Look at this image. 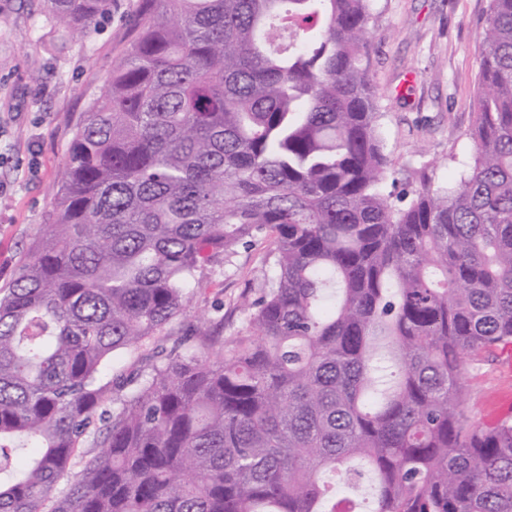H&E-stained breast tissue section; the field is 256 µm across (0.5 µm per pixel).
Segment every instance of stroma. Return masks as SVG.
Returning <instances> with one entry per match:
<instances>
[{"instance_id": "35a3bbf8", "label": "stroma", "mask_w": 512, "mask_h": 512, "mask_svg": "<svg viewBox=\"0 0 512 512\" xmlns=\"http://www.w3.org/2000/svg\"><path fill=\"white\" fill-rule=\"evenodd\" d=\"M140 0H113L88 36L53 42L44 0H0V287L50 223L51 192L70 140L93 99L105 90L113 62L133 35ZM489 0H373L369 71L390 160L388 181L414 172L437 176L471 159L482 18ZM271 243L258 240L231 262L206 266L173 339L223 321L224 333L248 329L242 299H255L270 273ZM464 414L491 427L512 419V344L483 351L464 369Z\"/></svg>"}]
</instances>
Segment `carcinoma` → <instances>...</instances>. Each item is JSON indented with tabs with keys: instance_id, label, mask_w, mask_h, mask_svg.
Here are the masks:
<instances>
[{
	"instance_id": "obj_1",
	"label": "carcinoma",
	"mask_w": 512,
	"mask_h": 512,
	"mask_svg": "<svg viewBox=\"0 0 512 512\" xmlns=\"http://www.w3.org/2000/svg\"><path fill=\"white\" fill-rule=\"evenodd\" d=\"M45 2L52 33L112 7ZM371 2L141 0L0 288V512H358L365 480L372 512H512V420L461 407L465 360L512 343V0L489 3L470 164L404 206ZM266 236L247 334L103 380Z\"/></svg>"
}]
</instances>
